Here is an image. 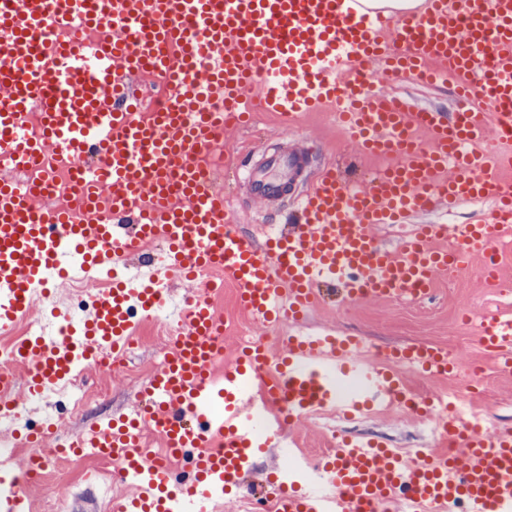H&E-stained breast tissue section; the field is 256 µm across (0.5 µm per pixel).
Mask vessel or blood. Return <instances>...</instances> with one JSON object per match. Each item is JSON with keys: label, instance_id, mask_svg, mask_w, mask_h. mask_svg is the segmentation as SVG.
<instances>
[{"label": "vessel or blood", "instance_id": "1", "mask_svg": "<svg viewBox=\"0 0 512 512\" xmlns=\"http://www.w3.org/2000/svg\"><path fill=\"white\" fill-rule=\"evenodd\" d=\"M107 16L111 31L91 43L67 26L74 17L97 26ZM130 75L165 78L167 109L141 114ZM378 75L450 82L461 98L449 114L416 111L376 93ZM35 104L42 132L32 137L22 123ZM327 104L338 105L341 130L359 155L392 156L395 164L368 187L328 169L302 189L296 178L310 151L290 143L249 173L251 199L294 207L287 230L256 245L210 188L203 152L227 129L244 127L254 110L292 123ZM489 135L512 139V0H426L403 16L365 9L361 0H0V159L29 169L53 146L71 158L98 157L80 195L59 203L54 189L40 187L46 205L39 210L27 189L0 177V331L73 267L103 274L128 265L146 243L165 247L163 267L99 293L79 327L59 306L43 310L49 332L18 347L15 371L0 377V419L97 366L99 346L124 352L138 322L169 307L183 329L170 360L139 391L137 410L66 445L48 418L22 431L57 453L119 460L131 493L118 512H210L252 471L254 452L279 440L277 431L258 434L250 425L254 383H272L291 421L329 408L353 415L395 404L398 366L444 375L451 361L446 351L418 345L369 364L360 337L332 332L289 337L279 355L260 338L225 365L219 386L210 378L218 334L210 291L175 304L170 279L193 282L200 270L222 268L239 308L278 324L299 321L327 289L349 304L419 300L438 274L473 258L493 276L497 244L512 222V185L500 180L512 153L478 149ZM487 197L496 201L489 220L459 225L451 249L444 224L419 225L394 249L375 233L441 204ZM103 204L111 220L75 222L76 211ZM479 333L511 377L512 315H483ZM438 422L449 441L465 437L460 454L406 461L368 441H344L320 470L328 493L278 486L265 497L276 512H376L395 502L403 512H457L462 504L468 512H512V432L470 436L446 415ZM151 427L187 460V478L176 479L141 447ZM219 433L223 448L210 449ZM39 470L26 457L0 477L9 490L0 512H29L22 481Z\"/></svg>", "mask_w": 512, "mask_h": 512}]
</instances>
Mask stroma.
<instances>
[{"mask_svg": "<svg viewBox=\"0 0 512 512\" xmlns=\"http://www.w3.org/2000/svg\"><path fill=\"white\" fill-rule=\"evenodd\" d=\"M375 88L381 93L407 100L413 108H433L443 112L454 110L453 86H419L397 79H378ZM302 138L310 143L311 153L304 171V180H312L324 166L344 167L355 151L336 125L332 107L309 115L296 127H288L268 112L256 113L249 128L231 129L224 134L223 155L246 152L247 166L256 165L262 156L287 147L289 138ZM244 172L224 171V191L237 211L240 229L253 236L257 226L278 225L287 211L279 204L270 212L252 208L243 184ZM434 298L411 306L400 301L367 300L347 305L335 297L327 298L311 309L301 322L289 324L291 336H312L328 327L358 336L380 348H394L411 343H429L444 347L457 360L460 368L481 363L493 366L494 360L481 347L477 319L483 314L512 310V294L486 285L476 266L459 270L455 276H439L434 283ZM158 356L153 337L139 339L127 354L131 375L114 376L109 384L105 415L130 408L142 383L134 371L150 367ZM483 417L488 425L512 429V379L494 377L492 391L481 402ZM299 447L312 450L323 447L333 437H364L384 443L390 448H433L441 431L435 419L414 415L401 418L384 414L375 418L362 415L340 416L335 421H296L291 429Z\"/></svg>", "mask_w": 512, "mask_h": 512, "instance_id": "stroma-1", "label": "stroma"}]
</instances>
